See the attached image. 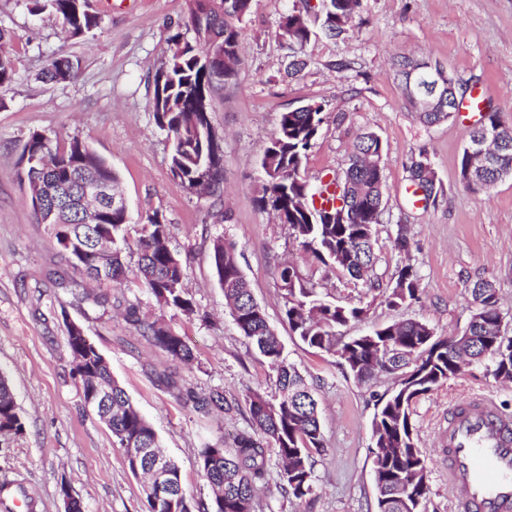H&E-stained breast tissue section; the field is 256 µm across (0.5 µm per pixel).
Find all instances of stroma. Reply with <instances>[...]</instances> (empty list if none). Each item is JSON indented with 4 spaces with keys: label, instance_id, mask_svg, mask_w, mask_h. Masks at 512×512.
Wrapping results in <instances>:
<instances>
[{
    "label": "stroma",
    "instance_id": "1",
    "mask_svg": "<svg viewBox=\"0 0 512 512\" xmlns=\"http://www.w3.org/2000/svg\"><path fill=\"white\" fill-rule=\"evenodd\" d=\"M293 0H253L237 78L215 91L210 121L221 146V202L186 189L170 172V147L151 109L153 79L166 58L167 38L183 23L193 0H88L101 19L90 34L71 36L54 15L30 12V0H0V50L13 63V80L0 91V368L7 371L25 430L0 443V484L22 487L25 503L14 512H64L65 496L84 512H146L142 481L125 453L83 399L72 376L67 325L76 323L110 365L114 379L150 421L182 483L196 501L211 503L210 485L197 466L203 443L232 446L251 429L247 397L277 396L276 374L241 335L224 306L212 265L216 237L232 241L240 266L284 352L312 383L320 406L326 450L314 458V487L305 499L288 494L282 464L270 457L256 483L255 512H375L371 422L377 398L395 375L355 382L337 356L310 349L283 319L278 267L293 264L320 297L365 310L342 327L346 336L381 324L417 319L437 336L461 334L473 313V281L499 288L504 329L512 336V179L474 192L459 177L460 159L481 113L458 110L427 125L395 76L403 56L439 62L461 81L464 99L481 97L512 126V0H361L348 30L335 39L316 36L303 49L307 66L288 74L289 50L277 36L281 13ZM78 60L74 79L42 80L57 53ZM350 71L337 70L341 60ZM323 102L328 119L304 162L310 185L342 174L359 133L383 140L380 161L387 208L377 227L376 273L368 288L326 267L259 208L266 176L260 166L280 115L301 102ZM54 142L79 139L107 159L120 176L136 240L148 215L169 224L171 246L186 267L184 289L193 313L163 310L136 275V254L116 282H86L111 295L102 309L77 290L58 287L60 247L55 226L37 223L21 176L22 152L32 132ZM426 156L441 183L435 199L416 200L408 168ZM412 240L409 255L393 248L398 228ZM413 264L418 298L393 307L387 297L398 266ZM162 319L190 346V364L171 361L135 332L123 308ZM173 373L198 396L223 392L232 408L205 414L179 399L162 381ZM490 397L512 416V381L494 378L490 362L473 363L412 407L417 445L429 474L426 512H452L453 492L441 452V434L455 403Z\"/></svg>",
    "mask_w": 512,
    "mask_h": 512
}]
</instances>
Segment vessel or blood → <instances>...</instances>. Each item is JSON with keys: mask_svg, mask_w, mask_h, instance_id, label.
I'll return each mask as SVG.
<instances>
[{"mask_svg": "<svg viewBox=\"0 0 512 512\" xmlns=\"http://www.w3.org/2000/svg\"><path fill=\"white\" fill-rule=\"evenodd\" d=\"M445 456L456 512H512V418L471 396L448 419Z\"/></svg>", "mask_w": 512, "mask_h": 512, "instance_id": "b4317fda", "label": "vessel or blood"}]
</instances>
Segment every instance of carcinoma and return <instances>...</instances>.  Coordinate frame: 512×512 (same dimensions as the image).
Segmentation results:
<instances>
[{
    "label": "carcinoma",
    "instance_id": "cac0c4a2",
    "mask_svg": "<svg viewBox=\"0 0 512 512\" xmlns=\"http://www.w3.org/2000/svg\"><path fill=\"white\" fill-rule=\"evenodd\" d=\"M32 12L39 14L51 9L75 34H88L100 26L99 17L84 7L85 0H32ZM225 8L216 0H195L189 17L169 35V54L164 66L154 76L152 112L157 126L166 132L171 142L170 170L190 191L207 184L208 195L220 199L224 171L216 137L197 138L196 131L211 127L209 112L212 94L220 82H231L239 68V46L244 39L240 26L249 14L252 0H224ZM360 6V0H300L282 14L278 30L292 33L289 47L302 48L321 32L336 38ZM194 38H188V33ZM224 43V80L209 70L201 60V40ZM77 74V65L63 54L52 57L44 71L51 81H67ZM485 121L475 128L470 138L484 129L498 131L502 141L493 166L475 170L465 186L473 191L487 190L512 175V129L502 127L498 114L487 112ZM325 121L324 105L316 104L303 112L293 110L281 114L279 127L263 149L261 168H270V183L264 186L258 203L277 213L279 221L289 226L294 238L320 263L361 281L371 288L376 263L374 245L376 226L384 212L385 181L378 161L383 153L382 139L373 132L358 137L349 164L343 175L320 182L310 190L307 180L293 175L302 169L303 160L317 140ZM27 156L28 188L33 192L50 189L64 193L80 181L99 177L117 183L112 166L88 145L78 139L67 145L55 144L40 132L30 135L23 148ZM409 178L426 196L441 189L434 169L427 158L420 157L409 167ZM62 224L55 233L62 248V260L72 269L69 279L59 278L64 288L78 287L84 279H99L77 271L81 249L87 247L89 235L98 232L84 223L85 215L73 209L60 217ZM101 230L112 234V263L106 280L125 276L124 253L129 248L126 228L129 215L124 212H104L97 218ZM169 224L157 213L147 216L143 234L138 238L137 273L148 294L164 309L190 313L194 303L183 288L186 266L168 246ZM212 263L224 288L225 307L230 311L239 330L254 343L270 366L277 372L279 397L271 402L259 393L248 396L254 434H241L232 448H211L198 451L197 463L202 476L215 489L213 507L194 501L183 485H178L174 497L159 500L146 492L147 512H254V483L267 466L270 452L284 463L282 480L288 492L301 499L311 494L314 484L313 454L325 452L324 437L318 418L317 402L305 378L284 357L283 346L265 313L253 298L248 281L241 270L234 243L219 236L214 239ZM284 314L292 332L308 347L318 352H331L340 344L348 353L341 366L359 383L371 381L377 372L398 373L400 379L389 393L379 397L372 419V432L378 434L379 447H397L398 438L409 439L414 434L411 422L412 405L445 382L457 376L452 366L448 339L430 335L431 327L422 321L407 320L382 325L371 333L346 341L337 336V329L365 314L362 308H346L320 298L313 284L302 279L291 265L279 272ZM475 307L481 310L468 326L472 343L470 360L485 357V337L494 335L502 320L498 307V288L491 280L479 279L470 288ZM419 275L411 265L397 273L388 303L398 305L418 299ZM127 321L150 343L161 349L171 360L188 363L193 355L182 338L175 335L161 320L150 321L140 315L132 304L126 311ZM410 348L421 345L429 354L418 367L404 368L403 357L395 345ZM67 344L76 367L75 378L81 384L83 398H88L97 384L112 393V408L98 412L118 447L126 450L128 467H134L133 454L141 448L160 450L159 441L150 422L140 413L125 391L112 377L109 363L95 346L74 332H68ZM185 401L200 411L211 407L224 409L226 400L220 391L200 398L189 389L183 390L172 376L163 378ZM24 422L18 412L9 376L0 370V431L3 436L19 435ZM373 468L380 478L376 481V512H423L429 486L415 485L407 502L384 496L385 487L399 477L426 469L424 451L418 447L404 448L401 454L373 459Z\"/></svg>",
    "mask_w": 512,
    "mask_h": 512
}]
</instances>
